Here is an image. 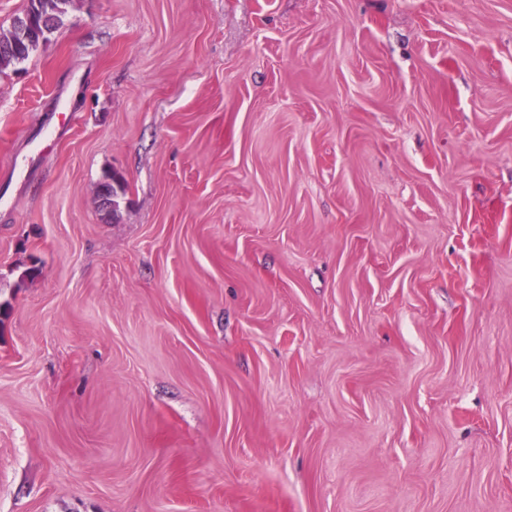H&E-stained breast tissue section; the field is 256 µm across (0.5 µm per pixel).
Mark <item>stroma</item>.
Wrapping results in <instances>:
<instances>
[{
	"label": "stroma",
	"mask_w": 512,
	"mask_h": 512,
	"mask_svg": "<svg viewBox=\"0 0 512 512\" xmlns=\"http://www.w3.org/2000/svg\"><path fill=\"white\" fill-rule=\"evenodd\" d=\"M5 300L0 512H512V0H73Z\"/></svg>",
	"instance_id": "35a3bbf8"
}]
</instances>
